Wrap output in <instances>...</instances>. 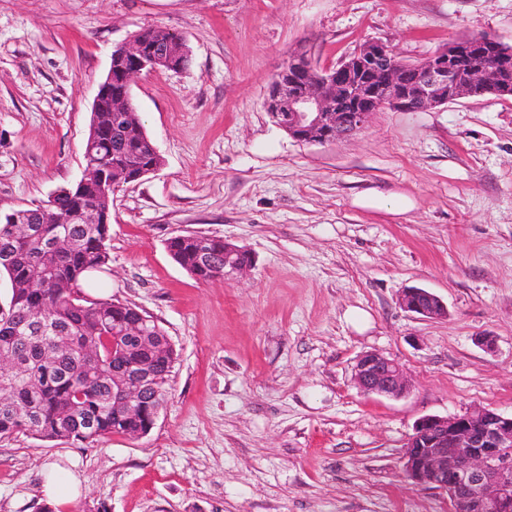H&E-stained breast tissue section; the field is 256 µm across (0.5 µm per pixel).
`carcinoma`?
<instances>
[{"instance_id":"obj_1","label":"carcinoma","mask_w":512,"mask_h":512,"mask_svg":"<svg viewBox=\"0 0 512 512\" xmlns=\"http://www.w3.org/2000/svg\"><path fill=\"white\" fill-rule=\"evenodd\" d=\"M88 136L97 140L90 162L105 173L83 195H58L30 210L32 224H9L0 218V275L7 276L11 298L0 313V351L12 362L0 372V435L25 432L44 440L93 444L112 434L139 438L149 431L164 404L178 355L164 329L151 317L109 299L88 300L81 281L110 261L111 224H83L87 210L102 205L114 189L137 181L127 165L156 167L160 157L149 147L136 112L98 113ZM49 208L69 224H38ZM199 234L170 238L173 260L197 280L220 277L224 240L210 237L206 248L215 267L199 265ZM143 321L140 336H121V326ZM144 366L154 374L132 407L115 408L121 396L112 373L134 380Z\"/></svg>"}]
</instances>
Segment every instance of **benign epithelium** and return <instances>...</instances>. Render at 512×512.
I'll return each instance as SVG.
<instances>
[{
  "mask_svg": "<svg viewBox=\"0 0 512 512\" xmlns=\"http://www.w3.org/2000/svg\"><path fill=\"white\" fill-rule=\"evenodd\" d=\"M494 44L489 57L473 50L469 39L452 43L413 68L397 60L389 46L370 42L336 67L316 70L304 56L294 59L298 77L283 68L265 100L269 116L289 136L303 142H328L361 131L383 107L416 111L452 103L466 96L512 98V47ZM131 62L124 82L131 86L145 71L170 68L179 57L178 42L147 44L136 37L119 48ZM94 112H134L128 94L112 96L107 73L94 98ZM239 250L224 245L223 276H243L251 263ZM399 305L425 319L448 314L445 304L422 288H407ZM151 379L146 370L139 381L122 385L121 404L131 405L139 384ZM352 381L362 393L399 398L410 388L403 367L378 353L361 355ZM404 471L413 483L448 495L452 512H512V413L478 407L451 417L425 416L415 424L404 449Z\"/></svg>",
  "mask_w": 512,
  "mask_h": 512,
  "instance_id": "7a95c632",
  "label": "benign epithelium"
}]
</instances>
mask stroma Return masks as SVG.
<instances>
[{"label": "stroma", "mask_w": 512, "mask_h": 512, "mask_svg": "<svg viewBox=\"0 0 512 512\" xmlns=\"http://www.w3.org/2000/svg\"><path fill=\"white\" fill-rule=\"evenodd\" d=\"M147 26L191 60L131 85L162 164L113 193L86 296L166 331L168 400L138 439L0 437V512H40L43 469L68 459L84 493L52 512H450L406 478L403 446L427 415L512 412V99L384 107L326 143L264 102L298 54L322 69L371 41L406 63L473 35L512 46V0H0V211L81 178L112 52ZM187 232L247 249L250 275L196 280L167 250ZM407 287L447 317L405 311ZM367 351L403 366L404 397L354 387Z\"/></svg>", "instance_id": "35a3bbf8"}]
</instances>
